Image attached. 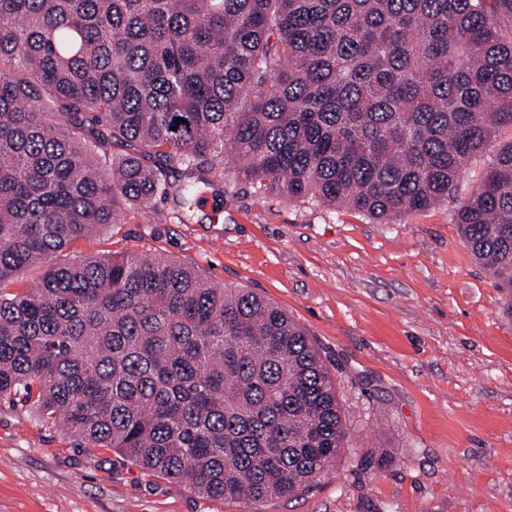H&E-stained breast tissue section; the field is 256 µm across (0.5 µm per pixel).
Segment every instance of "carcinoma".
Returning <instances> with one entry per match:
<instances>
[{
  "mask_svg": "<svg viewBox=\"0 0 512 512\" xmlns=\"http://www.w3.org/2000/svg\"><path fill=\"white\" fill-rule=\"evenodd\" d=\"M503 126L512 0H0V404L203 497L309 488L346 422L279 306L140 254L1 285L128 205L188 215L226 154L257 191L383 220L448 199ZM456 223L512 311V142Z\"/></svg>",
  "mask_w": 512,
  "mask_h": 512,
  "instance_id": "obj_1",
  "label": "carcinoma"
}]
</instances>
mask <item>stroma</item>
<instances>
[{
  "label": "stroma",
  "mask_w": 512,
  "mask_h": 512,
  "mask_svg": "<svg viewBox=\"0 0 512 512\" xmlns=\"http://www.w3.org/2000/svg\"><path fill=\"white\" fill-rule=\"evenodd\" d=\"M457 195L387 224L255 191L214 161L190 220L152 199L13 276L130 252L170 257L213 285L250 288L310 335L336 379L347 444L308 490L262 512H512V318L455 222ZM0 512H250L203 498L109 448L87 451L31 403L0 405Z\"/></svg>",
  "instance_id": "35a3bbf8"
}]
</instances>
